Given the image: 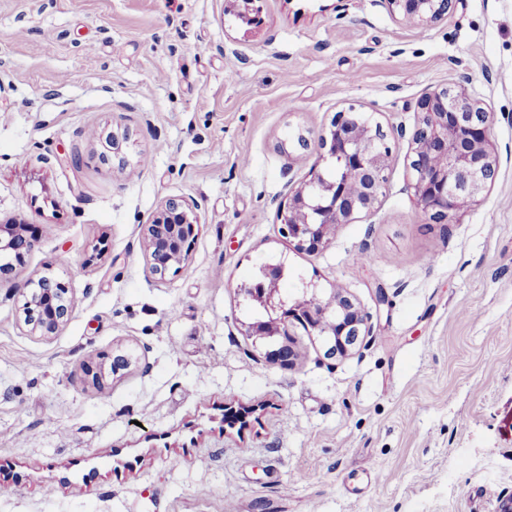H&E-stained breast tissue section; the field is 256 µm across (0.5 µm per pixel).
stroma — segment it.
Wrapping results in <instances>:
<instances>
[{
  "label": "stroma",
  "instance_id": "35a3bbf8",
  "mask_svg": "<svg viewBox=\"0 0 512 512\" xmlns=\"http://www.w3.org/2000/svg\"><path fill=\"white\" fill-rule=\"evenodd\" d=\"M227 5L0 0V224L37 234L0 281V464L20 477L0 512H496L512 493V0H457L426 29L386 0H262L250 28ZM460 81L495 115L500 169L445 227L405 189L400 130ZM351 105L380 115L389 190L296 251L287 185ZM299 129L309 147L281 150ZM123 130L121 167L103 154ZM172 195L201 227L160 282L140 227ZM268 261L284 294L339 286L371 314L355 354L327 358L297 324L295 364L266 360L236 289ZM42 275L73 303L51 336L22 317ZM117 348L134 364L93 385L85 365ZM228 403L244 429H225Z\"/></svg>",
  "mask_w": 512,
  "mask_h": 512
}]
</instances>
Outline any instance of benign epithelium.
Segmentation results:
<instances>
[{
    "label": "benign epithelium",
    "instance_id": "obj_1",
    "mask_svg": "<svg viewBox=\"0 0 512 512\" xmlns=\"http://www.w3.org/2000/svg\"><path fill=\"white\" fill-rule=\"evenodd\" d=\"M393 14L419 28L445 18L453 0H387ZM494 115L472 98L465 84L438 87L417 102V118L408 136L407 189L419 211L432 223L447 225L495 182L499 156L491 141ZM325 169L313 168L308 179L289 191L287 205L279 208V232L299 252L322 250L341 224H354L374 213L386 195L392 150L382 123L373 112L354 106L335 113L318 138ZM194 202L184 196L165 198L157 215L141 225L143 251L151 273L162 280L173 268L186 264L190 244L200 231ZM34 241L24 224H0V253L23 254ZM284 266L259 267L254 281L238 288L249 302L264 309L267 319L242 323L245 335L263 344L288 338L296 321L322 338L330 357L350 354L371 331V315L342 288L319 293L305 288L292 301L280 292ZM30 293L24 322L42 336L55 334L71 315L64 286L48 276L29 279ZM224 424L246 425V411L224 405Z\"/></svg>",
    "mask_w": 512,
    "mask_h": 512
}]
</instances>
